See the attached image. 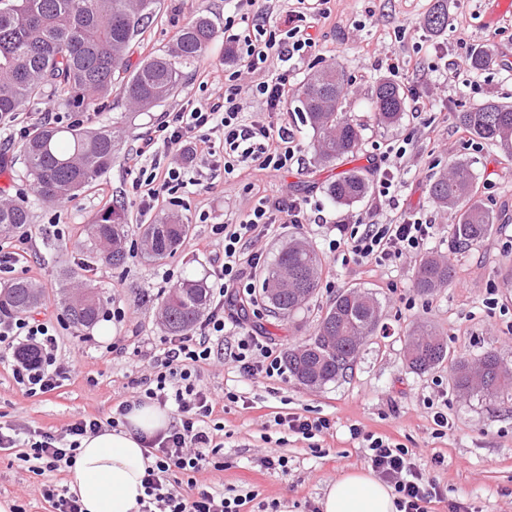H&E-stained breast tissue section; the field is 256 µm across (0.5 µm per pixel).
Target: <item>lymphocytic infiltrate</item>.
Wrapping results in <instances>:
<instances>
[{"instance_id": "obj_1", "label": "lymphocytic infiltrate", "mask_w": 512, "mask_h": 512, "mask_svg": "<svg viewBox=\"0 0 512 512\" xmlns=\"http://www.w3.org/2000/svg\"><path fill=\"white\" fill-rule=\"evenodd\" d=\"M299 8L289 14L290 27L280 39H250L244 55L249 71L259 70L270 53L282 61L303 55L314 45L313 38L301 23L308 14L319 12L327 0H297ZM255 93L261 98L266 117L243 123L245 101L239 84L228 83L213 100L189 103L181 111L165 114L143 141V151L162 145L169 152H181L184 142L193 136L209 139L219 135L224 141V173L232 175L238 167L255 165L259 169L280 170L293 161L292 132L286 123L268 121L272 112L283 109L288 96V79L278 74L258 82ZM179 168H168L164 175L150 173L138 180L134 190L144 206H152L160 197L172 196L185 188ZM311 216L297 199L280 193L260 196L245 218L235 224H216L212 231L222 240L224 257L217 268L213 304L210 312L194 332L171 336L164 348L154 355L152 372L139 382L135 400L113 407L108 417L80 416L67 424L63 434L33 429L27 439H20L14 425L0 422V451H17L19 460L29 463L40 476L39 492L51 504L53 512H82L78 496L59 486L56 471L73 468L83 437L103 427H116L133 408L150 403L173 407L174 419L169 428L151 438L147 447L156 465L143 478L146 498L140 512H245L248 503L258 505L257 512H280L275 501L259 500L257 492L227 498L197 482L198 474L224 467V448L218 440L219 425L213 424L215 395L200 385L197 368L221 355H228L240 373L246 376L280 377L285 373L283 358L268 337L246 329L238 315L225 311L227 300L253 295L247 275L257 267L261 254L255 243L278 224H307ZM433 235L431 224L418 218L400 221H358L343 225L341 236L327 243L329 257L350 255L379 267L394 265L403 258L420 253ZM236 330L234 344L224 337ZM0 348L26 349L32 356L18 359L13 368L16 382L25 394H45L61 387L70 372L69 364L57 356L58 334L54 327L33 316H17L0 322ZM352 438L363 439L371 455L370 465L396 495L399 512H429L434 502H447L448 512H469L467 503L449 501L441 486L418 468L408 449L390 440L363 434L351 428ZM180 474L187 486L178 491L171 483L172 474Z\"/></svg>"}]
</instances>
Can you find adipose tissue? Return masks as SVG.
<instances>
[{"label":"adipose tissue","mask_w":512,"mask_h":512,"mask_svg":"<svg viewBox=\"0 0 512 512\" xmlns=\"http://www.w3.org/2000/svg\"><path fill=\"white\" fill-rule=\"evenodd\" d=\"M170 422L158 406L133 409L115 429L82 438L69 489L85 512H139L145 495L142 478L154 457L145 440ZM393 489L372 472L351 469L328 482L320 501L322 512H398Z\"/></svg>","instance_id":"ef3b65f1"}]
</instances>
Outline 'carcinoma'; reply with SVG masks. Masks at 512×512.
I'll return each mask as SVG.
<instances>
[{"label":"carcinoma","mask_w":512,"mask_h":512,"mask_svg":"<svg viewBox=\"0 0 512 512\" xmlns=\"http://www.w3.org/2000/svg\"><path fill=\"white\" fill-rule=\"evenodd\" d=\"M158 0H0V114L18 112L52 91L65 107L81 112L100 109L102 101L119 91L129 107L147 112L172 97L185 83L187 69L199 60L216 36L213 22L201 14L183 26L167 50L150 55L129 68L127 55L143 37L156 15ZM426 27L438 33L448 28V5L440 3L427 14ZM494 58L484 48L473 51L470 67L485 70ZM345 72L332 63L313 72L298 90L299 112L313 131L310 149L320 163H335L356 155L361 146L358 123L343 111ZM377 120L397 123L405 97L400 85L380 81L374 90ZM459 123L476 139L495 143L512 158V104L487 102L458 113ZM122 149V136L115 128L84 129L44 123L36 127L22 145V163L38 198L44 202L71 199L104 176ZM369 189L366 178L347 171L327 187L336 203L350 205L363 200ZM430 198L458 210V223L451 237L462 244H477L489 234L493 216L476 198V177L465 161L450 164L429 187ZM31 223L27 206L0 203V234ZM189 232L179 215L167 214L147 225L142 240L146 256L163 259L174 254ZM128 235L127 215L122 207L108 206L89 225L87 251L111 266L125 262L124 240ZM322 256L310 244L291 238L275 260L262 272L261 288L276 315L291 317L316 294ZM454 276L452 263L424 255L414 275V286L432 294L448 285ZM34 285L15 279L0 286V316L27 313L41 304ZM87 301L66 305L71 324L91 328L99 322L103 300L99 292H82ZM211 304L206 280L185 278L168 289L162 300L161 324L171 336L186 335L200 322ZM380 305L368 291L344 289L321 317L316 335L339 336L332 346L302 344L288 348V371L302 386L321 388L346 374L363 341L380 320ZM438 335L425 326L410 333L407 354L414 355L410 369L426 372L443 362L447 346L430 348ZM478 362L485 369L483 380L469 376L471 362L463 357L454 362L453 386L463 394L492 395L512 389V369L493 352Z\"/></svg>","instance_id":"carcinoma-1"}]
</instances>
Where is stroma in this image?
<instances>
[{
	"mask_svg": "<svg viewBox=\"0 0 512 512\" xmlns=\"http://www.w3.org/2000/svg\"><path fill=\"white\" fill-rule=\"evenodd\" d=\"M436 0H328L322 16L314 17L311 33L316 47L294 65L270 58L264 71L244 73L242 41L229 43L223 34L226 21L236 33L252 34L251 17L270 7L274 19L285 21L291 0H159L157 15L135 46L130 65L165 49L176 33L197 13L206 14L217 35L206 53L190 69L183 87L148 112H133L125 100L111 95L100 112H71L65 124L96 128L118 123L124 149L106 176L66 200L64 206L38 201L32 183L19 162L20 144L0 156V198L25 195L33 220L25 228L29 249L12 268L0 273V284L25 278L41 290L36 309L39 319L52 321L59 334L58 356L74 367L62 386L44 395L27 396L16 384L14 358L0 356V414L21 426L56 431L77 415L96 416L131 399L149 371L151 356L165 337L158 308L157 285L163 272L174 279L189 275L213 279L220 247L213 225L234 224L264 194L287 190L306 203L315 223L282 224L256 245L264 262H271L290 237L322 247L326 234L356 218L376 215L378 221L399 216H422L435 230L429 249L448 257L456 274L447 287L424 295L413 285L418 257L383 269L366 262H325L316 296L293 318L282 320L265 313L262 332L280 350L313 338L321 316L336 293L352 287L375 293L381 318L374 335L361 347L346 376L320 389H309L293 379H252L239 374L231 362L207 363L198 368L204 386L215 392L238 394L235 403L217 401L212 418L224 426L226 467L199 474L200 483L213 492L233 496L249 490L261 498L277 500L282 512H307L318 505L324 488L341 472L369 468L370 450L352 439L351 428L389 438L408 448L416 465L444 488L447 499L431 505V512H448L452 500H465L473 512H512V392L496 398L460 397L452 386L453 358L474 360L485 351L497 352L512 366V158L493 144L473 138L455 119L456 113L495 100L512 103V10L487 23V0H447L448 30H427L424 19ZM465 40H458L457 31ZM233 45L234 59L224 48ZM494 51L495 63L477 72L467 67L472 49ZM399 60L396 80L405 92V112L393 126L377 123L371 93L378 79L387 77L385 58ZM339 63L346 74L343 106L362 128V148L346 161L317 163L309 149L311 129L298 112L295 92L307 75ZM287 73L292 87L282 117L295 136L296 159L288 168L267 171L245 168L232 193L224 191V173L214 159L198 153L187 176L207 183V190L184 193L179 203L164 200L142 210L132 184L150 156L136 157L142 140L163 113L178 111L189 101L215 97L225 77H239L247 110L244 120L263 113L251 87L264 75ZM404 142L406 154L395 175L396 208L375 211L373 196L352 205L333 202L326 193L329 182L355 170L375 182L376 165L390 144ZM454 161L472 162L478 197L495 223L481 243L456 245L449 234L458 212L436 205L429 197L434 176ZM122 205L129 218L127 259L111 266L90 261L85 249L87 227L104 207ZM179 214L190 232L176 254L162 260L145 259L140 252L147 224L165 213ZM64 240H57L53 226ZM98 290L105 309L124 307L126 319L111 323L112 337L104 341L98 329L80 331L71 326L64 308L65 291ZM433 325L442 335L448 358L435 368L417 373L405 361V340L418 325ZM445 404L448 428L436 431L425 400ZM281 412L326 418L329 430L313 440L289 434L275 426ZM288 459V473L280 476L261 470L258 461L269 450ZM39 476L27 463L0 454V501L25 504L28 512H49L38 492Z\"/></svg>",
	"mask_w": 512,
	"mask_h": 512,
	"instance_id": "35a3bbf8",
	"label": "stroma"
}]
</instances>
